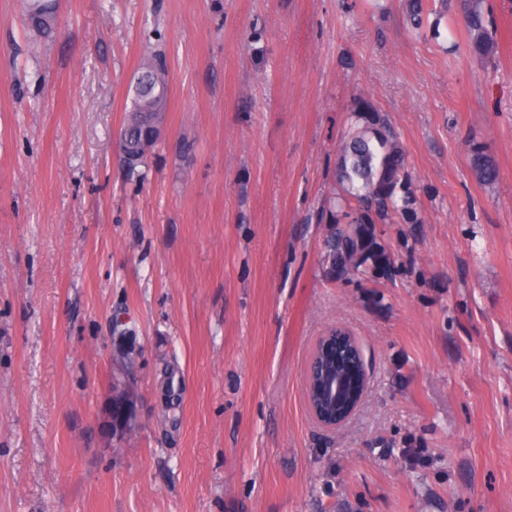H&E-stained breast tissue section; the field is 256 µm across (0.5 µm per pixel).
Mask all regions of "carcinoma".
Listing matches in <instances>:
<instances>
[{
	"mask_svg": "<svg viewBox=\"0 0 512 512\" xmlns=\"http://www.w3.org/2000/svg\"><path fill=\"white\" fill-rule=\"evenodd\" d=\"M440 7L428 9L423 0H405L409 28L420 34L431 29L439 34L442 14H451L454 25L464 30L470 50L487 67L497 65L496 29L489 0H438ZM53 0H26L23 21L35 35L50 39L57 33ZM152 83L169 91V68L162 53L147 52L138 68ZM118 162L126 177L139 184L148 178L149 164L157 155L152 118L141 112H126ZM470 170L483 185L498 180V168L483 145L468 144ZM419 196L409 172L406 152L385 113L356 99L339 144L336 173L318 222L326 225L322 261L332 274L367 279L392 268L386 245L374 237L376 224L402 220L422 224ZM181 385L179 370L168 364L163 371L165 406L174 405Z\"/></svg>",
	"mask_w": 512,
	"mask_h": 512,
	"instance_id": "1",
	"label": "carcinoma"
}]
</instances>
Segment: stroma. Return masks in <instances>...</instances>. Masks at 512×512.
<instances>
[{
    "label": "stroma",
    "mask_w": 512,
    "mask_h": 512,
    "mask_svg": "<svg viewBox=\"0 0 512 512\" xmlns=\"http://www.w3.org/2000/svg\"><path fill=\"white\" fill-rule=\"evenodd\" d=\"M489 5L494 70L401 0H59L49 41L0 0V512H512V0ZM150 46L169 104L138 185L113 132ZM359 97L424 216L378 225L395 263L362 281L322 266L314 219ZM116 318L141 418L119 448ZM333 327L371 380L329 429L305 383ZM470 170L476 180L483 185L494 184L498 180V168L485 153L483 145L474 140L468 144Z\"/></svg>",
    "instance_id": "1"
}]
</instances>
